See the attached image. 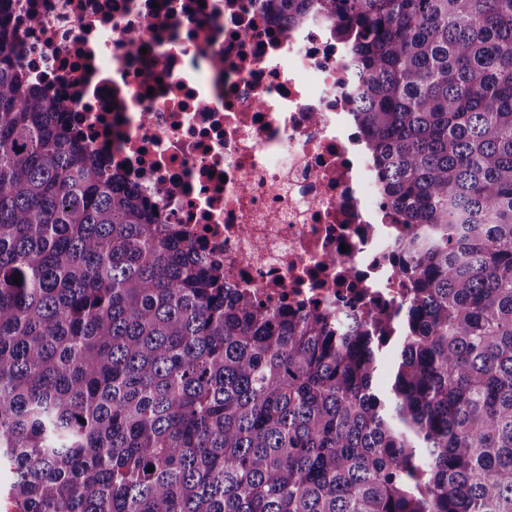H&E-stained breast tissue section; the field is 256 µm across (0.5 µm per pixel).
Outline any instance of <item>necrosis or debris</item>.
I'll list each match as a JSON object with an SVG mask.
<instances>
[{"instance_id": "obj_1", "label": "necrosis or debris", "mask_w": 512, "mask_h": 512, "mask_svg": "<svg viewBox=\"0 0 512 512\" xmlns=\"http://www.w3.org/2000/svg\"><path fill=\"white\" fill-rule=\"evenodd\" d=\"M32 86L229 284L273 307L392 316L386 206L329 25L258 0H13Z\"/></svg>"}]
</instances>
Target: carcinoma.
I'll use <instances>...</instances> for the list:
<instances>
[{
	"label": "carcinoma",
	"mask_w": 512,
	"mask_h": 512,
	"mask_svg": "<svg viewBox=\"0 0 512 512\" xmlns=\"http://www.w3.org/2000/svg\"><path fill=\"white\" fill-rule=\"evenodd\" d=\"M259 3L347 51L382 202L418 229L409 297L288 315L227 287L29 84L0 0V501L512 512V0Z\"/></svg>",
	"instance_id": "carcinoma-1"
}]
</instances>
